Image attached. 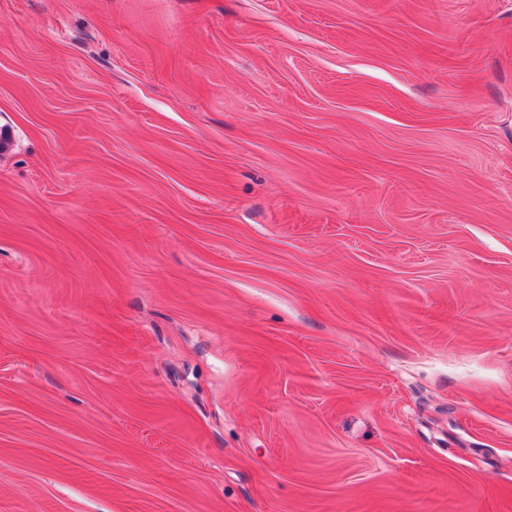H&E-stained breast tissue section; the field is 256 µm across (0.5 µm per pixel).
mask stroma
Wrapping results in <instances>:
<instances>
[{"instance_id":"obj_1","label":"stroma","mask_w":512,"mask_h":512,"mask_svg":"<svg viewBox=\"0 0 512 512\" xmlns=\"http://www.w3.org/2000/svg\"><path fill=\"white\" fill-rule=\"evenodd\" d=\"M0 512H512V0H0Z\"/></svg>"}]
</instances>
